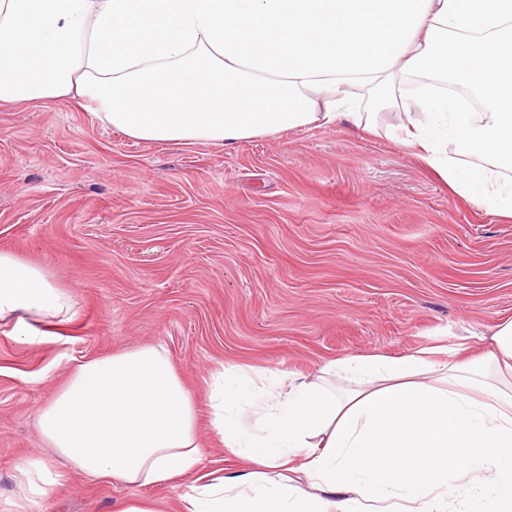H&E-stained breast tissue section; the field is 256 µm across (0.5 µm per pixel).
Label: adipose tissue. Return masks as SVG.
I'll return each mask as SVG.
<instances>
[{"label": "adipose tissue", "mask_w": 512, "mask_h": 512, "mask_svg": "<svg viewBox=\"0 0 512 512\" xmlns=\"http://www.w3.org/2000/svg\"><path fill=\"white\" fill-rule=\"evenodd\" d=\"M75 97L128 138L174 146L344 122L373 134L375 108L390 110L397 142L512 218V0H0V106ZM363 99L371 111H355ZM78 315L44 267L0 251L1 334L42 343ZM467 352L346 357L284 393L272 372L221 370L210 440L248 467L204 476L210 440L163 346L80 361L37 417L70 470L19 462L0 512H32L74 468L133 489L113 512H163L144 487L182 512H512V319Z\"/></svg>", "instance_id": "obj_1"}]
</instances>
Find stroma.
Returning a JSON list of instances; mask_svg holds the SVG:
<instances>
[{"label":"stroma","instance_id":"1","mask_svg":"<svg viewBox=\"0 0 512 512\" xmlns=\"http://www.w3.org/2000/svg\"><path fill=\"white\" fill-rule=\"evenodd\" d=\"M390 122L159 146L72 100L0 109V251L43 264L80 312L51 343L0 335V495L48 455L35 417L69 359L162 345L206 435L212 370L312 377L512 319V221L456 195ZM131 494L75 470L32 512Z\"/></svg>","mask_w":512,"mask_h":512}]
</instances>
